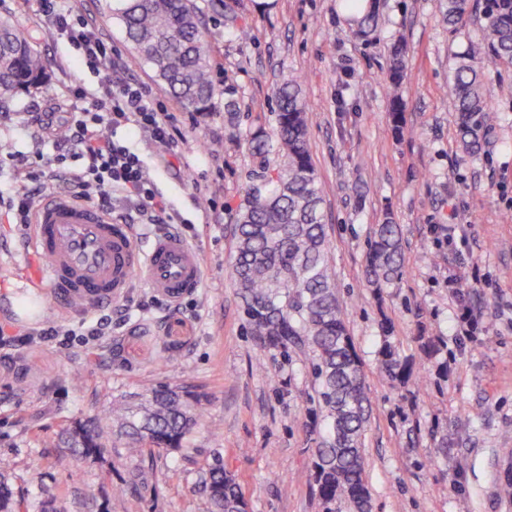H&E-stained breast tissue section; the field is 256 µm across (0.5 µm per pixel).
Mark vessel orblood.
I'll return each mask as SVG.
<instances>
[{
  "instance_id": "1",
  "label": "vessel or blood",
  "mask_w": 512,
  "mask_h": 512,
  "mask_svg": "<svg viewBox=\"0 0 512 512\" xmlns=\"http://www.w3.org/2000/svg\"><path fill=\"white\" fill-rule=\"evenodd\" d=\"M33 239L45 263L29 275V284H48L72 307L122 298L138 278L176 303L198 288L202 278L199 250L182 235H160L141 250L122 219L63 192L48 195L38 206Z\"/></svg>"
}]
</instances>
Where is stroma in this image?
I'll use <instances>...</instances> for the list:
<instances>
[{
  "instance_id": "stroma-1",
  "label": "stroma",
  "mask_w": 512,
  "mask_h": 512,
  "mask_svg": "<svg viewBox=\"0 0 512 512\" xmlns=\"http://www.w3.org/2000/svg\"><path fill=\"white\" fill-rule=\"evenodd\" d=\"M195 2L217 89L201 116L163 93L127 44L112 0H69L73 10H90L126 61L128 79L161 96L186 131L176 158L143 135L133 146L170 209L184 216L176 230L198 247L203 278L176 304L139 281L107 307L70 310L51 288L23 292L22 276L44 259L31 233L0 209V328L14 334L100 319L111 326L94 345L0 342V457L13 462L15 495L28 512L50 501L58 512H208L202 481L221 461L237 476L248 512H321L311 478V364L298 352L255 348L227 275L236 214L262 171L248 141L272 131L276 86L292 73L309 104L337 293L363 363L372 512H512V494L489 487L512 469V66L486 84L497 122L484 153L469 156L457 145L456 112L443 89L452 55L479 37V20L454 34L438 0H377L379 26L364 40L341 0ZM229 13L249 39L229 32ZM1 20L26 35L50 73L48 82L0 100L7 188L17 184L12 155L53 156L51 142L63 139L74 106L71 86L92 88L97 78L51 36L39 0H0ZM398 39L409 50L399 132L385 91L387 49ZM201 178L214 196L194 193ZM387 221L400 226L404 263L399 279L376 291L365 280L366 257L375 226ZM448 224L463 227L457 245L447 241ZM464 291L477 320L471 328L461 322ZM387 343L411 371L398 388L380 373ZM75 368L78 385L70 380ZM162 384L208 397L186 447L103 463L67 457L58 443L65 421L109 412ZM149 463L154 478L128 490L129 474Z\"/></svg>"
}]
</instances>
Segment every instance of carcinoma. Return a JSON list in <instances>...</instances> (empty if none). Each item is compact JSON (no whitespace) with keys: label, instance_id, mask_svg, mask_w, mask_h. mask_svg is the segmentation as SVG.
Here are the masks:
<instances>
[{"label":"carcinoma","instance_id":"obj_1","mask_svg":"<svg viewBox=\"0 0 512 512\" xmlns=\"http://www.w3.org/2000/svg\"><path fill=\"white\" fill-rule=\"evenodd\" d=\"M360 2L347 0L345 8L358 13L355 35L367 38L377 16L374 6L362 10ZM477 12L482 35L455 56L448 87L457 112L458 142L469 155L483 151L486 132L495 122L484 79L501 65L512 66V0H440V13L452 33ZM112 15L166 93L191 112L210 111L217 89L195 0H113ZM405 56L404 44L393 46L387 76L397 131L405 111L399 97ZM46 79V65L25 35L0 21V96L15 95ZM275 99L273 135L255 132L249 149L263 163L270 155L280 163L263 187L252 189L236 215L230 278L256 346L276 348L286 356L297 350L310 358L325 425L315 439V494L322 512H353L359 498L369 496L361 450L369 413L363 366L336 292L322 190L307 136L309 106L294 77L277 87ZM402 266L399 225H376L365 269L368 283L374 288L391 284ZM380 370L394 386L409 375L389 345L381 350ZM206 404L202 393L160 386L149 390L141 404L112 406L106 420L126 438V454L152 455L182 448ZM102 420L63 428L61 438L74 456L94 460L112 453ZM10 469V461L0 458V512H27L5 477ZM209 474L205 492L213 512H247L235 474L221 463Z\"/></svg>","mask_w":512,"mask_h":512}]
</instances>
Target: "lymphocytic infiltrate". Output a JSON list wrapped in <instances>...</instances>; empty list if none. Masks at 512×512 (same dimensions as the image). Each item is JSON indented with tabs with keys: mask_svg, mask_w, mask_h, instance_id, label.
<instances>
[{
	"mask_svg": "<svg viewBox=\"0 0 512 512\" xmlns=\"http://www.w3.org/2000/svg\"><path fill=\"white\" fill-rule=\"evenodd\" d=\"M41 10L57 35L67 40L89 68L99 71L96 88H73L84 106L67 121V152L47 159L41 167L20 160L17 177L33 182V189L17 192L0 189V205L9 207L16 223L30 226L40 193L39 186L63 180L78 199L97 196L102 210L115 202L134 207L142 223H180V216L166 212V204L154 190L148 167L125 136L138 130L169 153H178L186 138L175 115L145 86L122 79V56L100 29L92 14L73 13L65 0H40Z\"/></svg>",
	"mask_w": 512,
	"mask_h": 512,
	"instance_id": "1",
	"label": "lymphocytic infiltrate"
}]
</instances>
